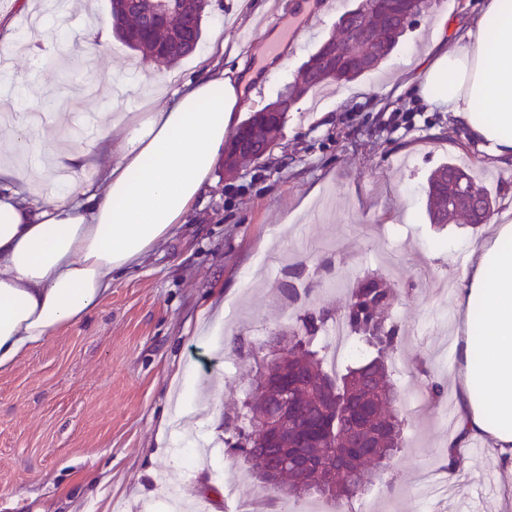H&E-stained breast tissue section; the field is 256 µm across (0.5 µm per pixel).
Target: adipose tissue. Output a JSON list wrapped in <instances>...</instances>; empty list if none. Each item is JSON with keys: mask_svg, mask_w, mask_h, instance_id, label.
<instances>
[{"mask_svg": "<svg viewBox=\"0 0 512 512\" xmlns=\"http://www.w3.org/2000/svg\"><path fill=\"white\" fill-rule=\"evenodd\" d=\"M440 50L411 84L447 106L493 162L512 160V0H488L465 29L434 20ZM241 85L215 66L186 81L172 102L116 112L93 146L56 152L65 180L38 194L15 188L0 165V374L47 337L78 324L112 291L113 276L164 241L212 184L237 119ZM92 179H85V172ZM464 322L456 345L461 378L456 449L489 442L512 471V225L489 222L455 290Z\"/></svg>", "mask_w": 512, "mask_h": 512, "instance_id": "obj_1", "label": "adipose tissue"}]
</instances>
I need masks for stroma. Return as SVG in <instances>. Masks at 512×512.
I'll list each match as a JSON object with an SVG mask.
<instances>
[{
	"label": "stroma",
	"mask_w": 512,
	"mask_h": 512,
	"mask_svg": "<svg viewBox=\"0 0 512 512\" xmlns=\"http://www.w3.org/2000/svg\"><path fill=\"white\" fill-rule=\"evenodd\" d=\"M313 2L304 13L299 0H254L239 14L235 0H209L200 46L168 67L142 61L115 38L107 54L87 59L82 32L109 15V0L73 7L64 58L44 59L41 42L20 34L10 69L0 73V94L16 99L32 84L62 104L91 71L131 62L160 77L140 84L121 74L120 97L90 92L66 121L9 140L21 154L12 163L20 182L36 187L50 178L47 147L78 143L100 115L143 112L152 98L173 99L215 59L261 74L247 85L249 105L240 117L274 101L284 85L299 81L302 63L355 6L334 0L327 10L322 0ZM434 16L427 10L409 25L376 69L302 97L270 154L232 177L216 169L185 223L118 275L103 304L0 376V512H165L171 489L212 499L213 512H228L224 482L233 464L224 413L240 406L256 374L254 361L234 355L229 343L237 336L259 343L295 324L301 309L280 285L296 260L317 270L320 304L336 314L350 282L364 273L381 272L397 290L389 319L405 336L395 378L408 421L402 447L363 495L365 512H512V472L488 450L465 457L449 477L448 497L430 498L418 482L425 468L441 469L449 432L439 403L419 395L416 368L426 364L443 386L459 385L456 354L442 352L437 333L444 321L457 320L456 309L421 291L419 273L431 269L459 281L482 237L467 224L430 223L427 180L444 163L468 161L495 212L512 207V162H488L444 107L424 105L409 129L387 123L432 45ZM273 33L288 60L275 72L264 53ZM221 308L236 310L238 321L217 338ZM188 381L207 398L204 434L216 452L211 465L192 471L176 453L180 434L161 425Z\"/></svg>",
	"instance_id": "obj_1"
}]
</instances>
